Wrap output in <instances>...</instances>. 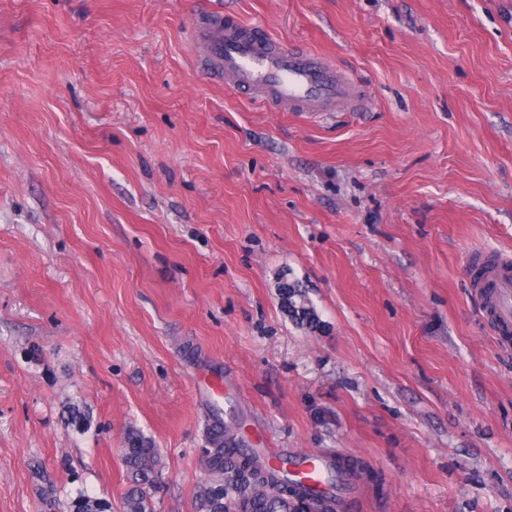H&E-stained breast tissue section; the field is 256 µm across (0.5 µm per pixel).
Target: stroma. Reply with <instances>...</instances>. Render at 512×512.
I'll return each instance as SVG.
<instances>
[{
    "label": "stroma",
    "mask_w": 512,
    "mask_h": 512,
    "mask_svg": "<svg viewBox=\"0 0 512 512\" xmlns=\"http://www.w3.org/2000/svg\"><path fill=\"white\" fill-rule=\"evenodd\" d=\"M212 8L363 107L231 90ZM487 248L512 252V0H0V512H123L132 428L153 512H198L214 368L244 439L354 464L346 512H512ZM280 304L286 315L296 324L315 332L321 327V320L313 305L307 301L306 291L297 281L288 280L283 274L278 278ZM199 393L216 409H221V402L224 404V414L228 416L231 412V399L229 397L227 383L224 377L217 373H208L200 378L197 383Z\"/></svg>",
    "instance_id": "stroma-1"
}]
</instances>
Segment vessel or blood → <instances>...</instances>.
<instances>
[{
	"mask_svg": "<svg viewBox=\"0 0 512 512\" xmlns=\"http://www.w3.org/2000/svg\"><path fill=\"white\" fill-rule=\"evenodd\" d=\"M204 42V64L223 75L237 91L254 92L269 108L292 112H334L356 92L331 64L306 48L273 41L258 27L225 20L222 12L210 13L197 32ZM481 276L479 287L491 288L486 312L501 345L512 344V255L481 252L471 258ZM200 394L213 407L230 404L227 385L220 374L210 373L197 383ZM342 462L313 452L289 455L288 471L310 490L328 492L330 471Z\"/></svg>",
	"mask_w": 512,
	"mask_h": 512,
	"instance_id": "vessel-or-blood-1",
	"label": "vessel or blood"
}]
</instances>
